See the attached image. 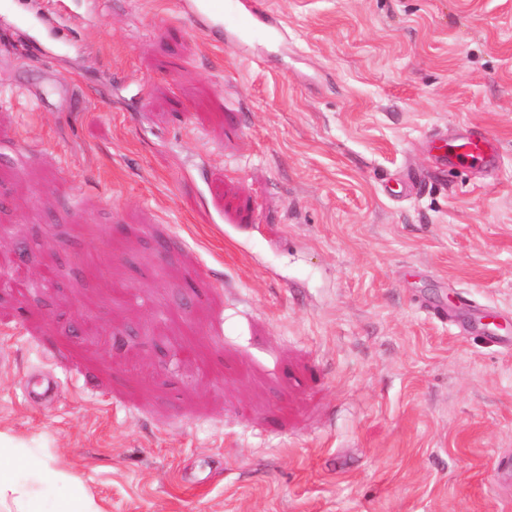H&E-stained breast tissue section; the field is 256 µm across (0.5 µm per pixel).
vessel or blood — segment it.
Wrapping results in <instances>:
<instances>
[{"label":"vessel or blood","mask_w":512,"mask_h":512,"mask_svg":"<svg viewBox=\"0 0 512 512\" xmlns=\"http://www.w3.org/2000/svg\"><path fill=\"white\" fill-rule=\"evenodd\" d=\"M185 18L200 30L221 29L227 46L259 58L280 45L283 30L267 0H181ZM491 146L486 134L449 145L448 157L476 166L484 163Z\"/></svg>","instance_id":"vessel-or-blood-1"}]
</instances>
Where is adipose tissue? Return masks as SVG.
Returning a JSON list of instances; mask_svg holds the SVG:
<instances>
[{
	"instance_id": "1",
	"label": "adipose tissue",
	"mask_w": 512,
	"mask_h": 512,
	"mask_svg": "<svg viewBox=\"0 0 512 512\" xmlns=\"http://www.w3.org/2000/svg\"><path fill=\"white\" fill-rule=\"evenodd\" d=\"M41 486L32 495L29 481ZM0 512H99L95 501L69 476L46 462L22 456L18 444L0 433Z\"/></svg>"
}]
</instances>
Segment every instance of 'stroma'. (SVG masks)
<instances>
[{
    "instance_id": "1",
    "label": "stroma",
    "mask_w": 512,
    "mask_h": 512,
    "mask_svg": "<svg viewBox=\"0 0 512 512\" xmlns=\"http://www.w3.org/2000/svg\"><path fill=\"white\" fill-rule=\"evenodd\" d=\"M269 3L0 7V432L100 512H512V0ZM181 11L201 31L221 29L227 46L253 58L282 48L283 30L266 0H182ZM492 140L486 134L479 133L472 138L456 144L448 145V158L459 163L476 166L484 163L486 151L490 148Z\"/></svg>"
}]
</instances>
